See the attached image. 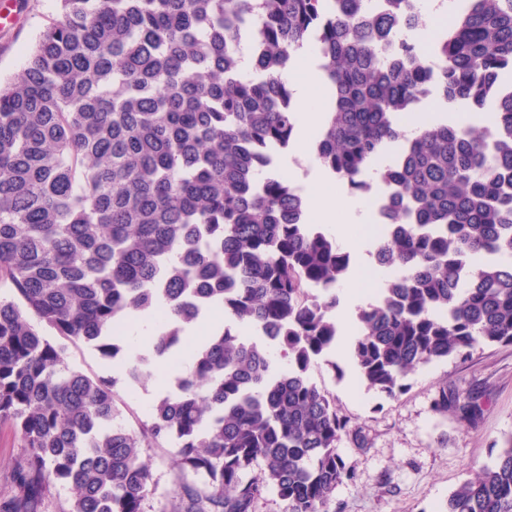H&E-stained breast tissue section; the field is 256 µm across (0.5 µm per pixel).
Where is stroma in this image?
I'll return each mask as SVG.
<instances>
[{
  "mask_svg": "<svg viewBox=\"0 0 512 512\" xmlns=\"http://www.w3.org/2000/svg\"><path fill=\"white\" fill-rule=\"evenodd\" d=\"M9 20L0 26V78L26 64L40 30L59 14L57 0H0ZM340 340L329 359L318 361L309 376L334 400L364 437H344L340 452L356 477L338 486L332 512H443L450 493L491 463L512 437V344L478 345L469 357H451L414 369L405 390L390 398L369 390L350 359L355 334L354 309L339 321ZM182 369L164 357L155 376L122 392L118 419L126 426L148 420L157 399L172 392ZM474 390L482 414L476 423L455 414L440 415L433 403L440 389ZM174 448H145L153 482L145 512H169L181 483L202 485V477L181 475L173 464Z\"/></svg>",
  "mask_w": 512,
  "mask_h": 512,
  "instance_id": "35a3bbf8",
  "label": "stroma"
}]
</instances>
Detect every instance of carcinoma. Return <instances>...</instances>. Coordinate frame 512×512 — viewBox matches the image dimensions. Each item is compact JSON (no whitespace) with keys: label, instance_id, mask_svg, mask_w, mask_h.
<instances>
[{"label":"carcinoma","instance_id":"cac0c4a2","mask_svg":"<svg viewBox=\"0 0 512 512\" xmlns=\"http://www.w3.org/2000/svg\"><path fill=\"white\" fill-rule=\"evenodd\" d=\"M58 2L0 89V425L26 448L0 512H37L54 481L74 492L68 512H144L143 448L167 445L206 477L169 512H256L267 490L288 512H329L355 477L339 442L364 440L308 373L336 346L352 259L270 175L299 122L283 74L313 49L332 89L316 162L362 194L395 187L373 253L387 279L358 307L351 348L367 387L394 397L418 366L512 343V0H468L432 66L414 0ZM434 91L471 112L495 102L492 127L405 137L398 116ZM214 307L224 329L183 349ZM131 311L160 315L156 356L191 362L139 432L115 423L120 389L153 376L127 345ZM64 340L112 363V379L69 370ZM275 354L287 370L272 371ZM434 410L474 423L481 405L443 388ZM444 512H512V441Z\"/></svg>","mask_w":512,"mask_h":512}]
</instances>
